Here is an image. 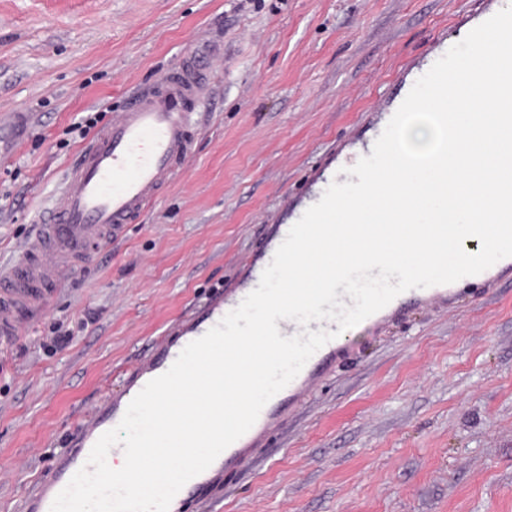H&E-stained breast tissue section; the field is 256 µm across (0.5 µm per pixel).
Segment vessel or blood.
Listing matches in <instances>:
<instances>
[{
  "instance_id": "1",
  "label": "vessel or blood",
  "mask_w": 512,
  "mask_h": 512,
  "mask_svg": "<svg viewBox=\"0 0 512 512\" xmlns=\"http://www.w3.org/2000/svg\"><path fill=\"white\" fill-rule=\"evenodd\" d=\"M205 84L201 61L185 60L177 71L165 73L155 90L135 96L123 112L113 115L110 122L93 133L79 163L66 174L45 218L27 243L23 258L9 269H0V338L19 335L26 314L42 310L69 277L90 264L98 251L123 236L128 225L182 168L192 148L194 106L202 97ZM289 230V225H274L271 241L252 270L249 287L258 286L264 267L271 263ZM508 270H512V257L469 276L468 281L478 285L484 295L500 286L502 275ZM248 289L213 294L179 325L175 335L156 340L148 355L135 364L120 392L106 394L88 417L73 423L69 448L22 498L17 512H50L55 497L86 464L95 442L120 423L130 401L145 384L165 373L186 345L205 335L235 309ZM458 295V288L451 283L408 290L363 320L357 329L375 331L410 309L449 305ZM309 328L333 331L335 337L263 407L242 437L183 486L169 512H189L192 507L209 503L225 478L248 466L274 429L346 357L350 344L345 336L337 335V323L313 321Z\"/></svg>"
}]
</instances>
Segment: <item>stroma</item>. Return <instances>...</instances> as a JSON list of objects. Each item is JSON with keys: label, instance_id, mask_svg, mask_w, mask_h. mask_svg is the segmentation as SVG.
Segmentation results:
<instances>
[{"label": "stroma", "instance_id": "obj_1", "mask_svg": "<svg viewBox=\"0 0 512 512\" xmlns=\"http://www.w3.org/2000/svg\"><path fill=\"white\" fill-rule=\"evenodd\" d=\"M475 0H0V266L88 140L184 58L207 63L180 176L19 339L0 342V512L119 390L134 357L242 287L300 195L396 74ZM63 325L73 339L47 353ZM217 512H512V281L351 337Z\"/></svg>", "mask_w": 512, "mask_h": 512}]
</instances>
